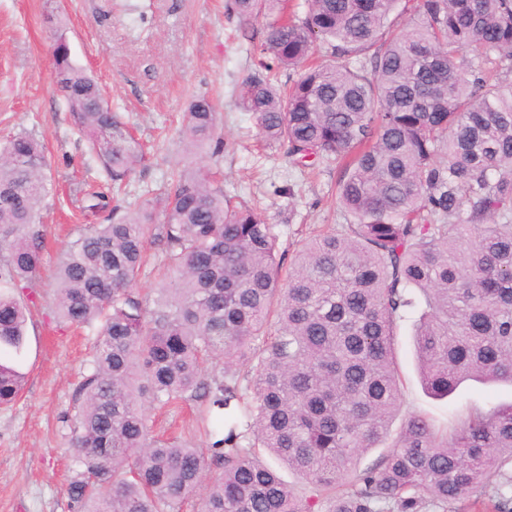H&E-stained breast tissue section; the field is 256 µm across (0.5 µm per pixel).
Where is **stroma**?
I'll list each match as a JSON object with an SVG mask.
<instances>
[{"instance_id":"35a3bbf8","label":"stroma","mask_w":512,"mask_h":512,"mask_svg":"<svg viewBox=\"0 0 512 512\" xmlns=\"http://www.w3.org/2000/svg\"><path fill=\"white\" fill-rule=\"evenodd\" d=\"M0 0V143L27 132L45 144L51 169L41 211L45 249L39 279L21 290L29 304L21 353H0L25 379L22 397L0 407V512H72L67 483L74 464L65 421L87 368L91 333L55 317L53 271L87 217L75 202L80 186L104 176L85 152L51 80V20L62 19L73 59L94 76L113 111L128 121L145 155L122 197H154L178 154L179 116L189 99L209 96L224 138V191L276 225L288 255L309 233L347 223L336 195L335 167H293L264 147L253 116L239 111L242 80L262 57L265 22L242 25L226 0ZM413 314L400 323L401 416L425 414L445 424L449 413L512 403V386L466 382L447 399L423 389L411 342Z\"/></svg>"}]
</instances>
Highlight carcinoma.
<instances>
[{"label":"carcinoma","instance_id":"carcinoma-1","mask_svg":"<svg viewBox=\"0 0 512 512\" xmlns=\"http://www.w3.org/2000/svg\"><path fill=\"white\" fill-rule=\"evenodd\" d=\"M398 3L227 0L242 22L266 20L263 53L296 75L248 76L240 110L294 165L340 164L350 223L309 238L288 272L276 225L204 164L224 151L205 95L188 102L179 171L158 196L124 208L85 190L81 209L108 223L62 253L55 282L60 319L96 327L70 426L74 512H181L200 489L199 512H458L466 494L470 512H512V404L443 430L410 415L385 445L408 310L429 395L512 385V0H417L396 33ZM317 41L336 62L309 61ZM51 79L121 189L142 155L60 20ZM47 167L26 133L0 145V349L17 353L27 308L11 289L41 267ZM150 245L169 280L149 301L136 285ZM23 382L0 362L1 406ZM179 403L224 410L207 447L153 435L152 411Z\"/></svg>","mask_w":512,"mask_h":512}]
</instances>
